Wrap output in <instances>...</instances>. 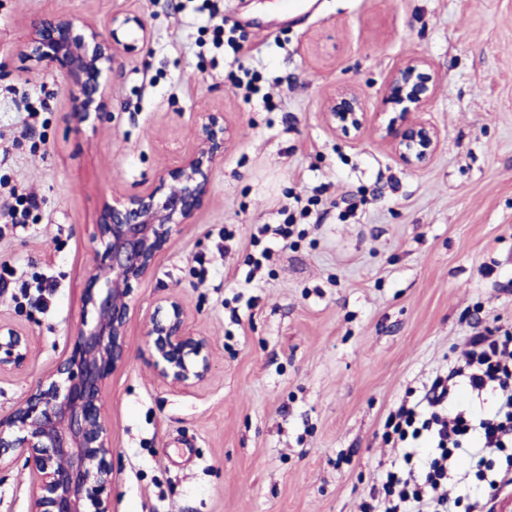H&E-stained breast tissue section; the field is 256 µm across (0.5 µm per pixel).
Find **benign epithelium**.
Masks as SVG:
<instances>
[{"mask_svg": "<svg viewBox=\"0 0 512 512\" xmlns=\"http://www.w3.org/2000/svg\"><path fill=\"white\" fill-rule=\"evenodd\" d=\"M148 33L131 14L114 15L109 36L86 18L56 15L40 21L27 44L34 68L59 79L80 120L103 119L109 87L103 72L137 50ZM436 76L424 56L403 59L382 92L376 113L381 137L411 168L426 166L441 145V132L424 117ZM326 123L348 137L368 120L365 104L350 86L325 100ZM233 140L224 113L201 117L197 143L181 163L157 173L147 189L113 191L99 210L94 268L82 289L94 321L81 322L67 349L11 411L0 415V457L24 459L30 483L29 512H112V443L105 420L108 380L127 358V328L134 309L132 284L151 275L156 256L189 223L211 195L210 171ZM146 351L157 378L171 387H192L209 372V342L187 326V311L165 299L146 323ZM30 356L29 336L0 323V375L21 369Z\"/></svg>", "mask_w": 512, "mask_h": 512, "instance_id": "benign-epithelium-1", "label": "benign epithelium"}]
</instances>
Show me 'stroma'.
Listing matches in <instances>:
<instances>
[{
    "label": "stroma",
    "instance_id": "obj_1",
    "mask_svg": "<svg viewBox=\"0 0 512 512\" xmlns=\"http://www.w3.org/2000/svg\"><path fill=\"white\" fill-rule=\"evenodd\" d=\"M202 0H0V212L11 188L34 194L26 226H0V320L31 355L0 376L6 414L87 318L102 201L148 187L195 145L199 115L223 112L234 143L213 166L211 199L134 286L127 360L107 386L112 512H359L401 462L383 439L407 391L447 370L470 320L512 330V0H220L244 51L212 44ZM70 14L108 33L139 16L149 39L105 79L109 116L79 120L56 79L24 56L35 23ZM437 74L427 117L433 160L403 165L375 123L355 136L323 118L343 85L381 111L405 57ZM246 69L262 93L229 78ZM39 115L23 128L19 101ZM331 210L254 269V239L295 196ZM53 283L18 304L23 281ZM177 295L210 343L202 383L154 375L145 322ZM22 460L0 458V512H29Z\"/></svg>",
    "mask_w": 512,
    "mask_h": 512
}]
</instances>
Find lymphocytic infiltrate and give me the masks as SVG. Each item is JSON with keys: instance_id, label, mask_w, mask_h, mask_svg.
<instances>
[{"instance_id": "1", "label": "lymphocytic infiltrate", "mask_w": 512, "mask_h": 512, "mask_svg": "<svg viewBox=\"0 0 512 512\" xmlns=\"http://www.w3.org/2000/svg\"><path fill=\"white\" fill-rule=\"evenodd\" d=\"M462 361L438 373L416 400L402 399L388 414L383 438L402 445L403 461L372 487L360 512H485L488 498L449 496L457 485L458 462L469 456L478 481L490 490L512 483V332L474 329ZM469 405L451 406L457 388ZM492 397V416L473 403Z\"/></svg>"}]
</instances>
